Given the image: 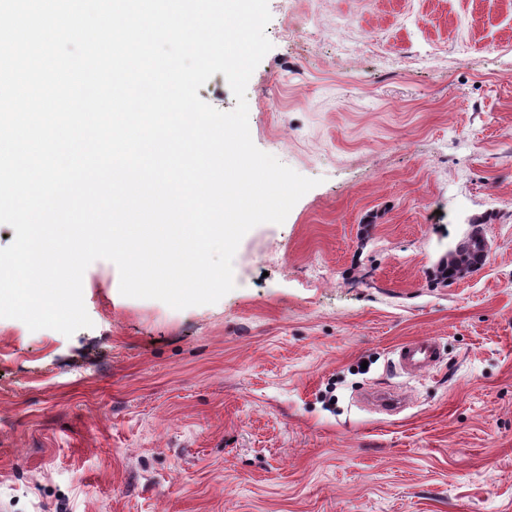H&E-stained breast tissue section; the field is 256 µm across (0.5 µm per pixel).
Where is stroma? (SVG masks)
I'll return each mask as SVG.
<instances>
[{"instance_id":"35a3bbf8","label":"stroma","mask_w":512,"mask_h":512,"mask_svg":"<svg viewBox=\"0 0 512 512\" xmlns=\"http://www.w3.org/2000/svg\"><path fill=\"white\" fill-rule=\"evenodd\" d=\"M268 4L250 135L318 186L217 303L99 259L92 327L0 318V512H512V0ZM423 337L440 362L396 371ZM482 237L477 231H473L466 240L448 252L447 275L446 279L454 280L455 276L471 266L478 264L483 260ZM394 364L407 374H417L436 365L441 350L433 339L418 338L399 344L393 351Z\"/></svg>"}]
</instances>
